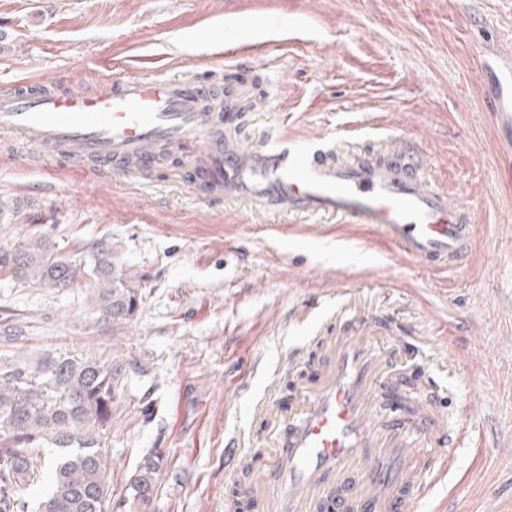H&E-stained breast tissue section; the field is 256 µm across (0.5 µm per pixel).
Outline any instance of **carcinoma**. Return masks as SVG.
Returning <instances> with one entry per match:
<instances>
[{
  "label": "carcinoma",
  "instance_id": "carcinoma-1",
  "mask_svg": "<svg viewBox=\"0 0 512 512\" xmlns=\"http://www.w3.org/2000/svg\"><path fill=\"white\" fill-rule=\"evenodd\" d=\"M2 270L33 288H70L86 274L43 240L1 250ZM91 277L101 320L136 315L138 289L114 272L110 260L96 261ZM122 375L118 362L50 354L32 366H0V512H28L22 491L42 478L46 448L57 449V456L38 512H129L151 501L164 460L159 448L135 471L127 495L112 498L102 432L112 422Z\"/></svg>",
  "mask_w": 512,
  "mask_h": 512
}]
</instances>
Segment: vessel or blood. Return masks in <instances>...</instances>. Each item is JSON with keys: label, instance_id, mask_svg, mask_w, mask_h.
<instances>
[{"label": "vessel or blood", "instance_id": "obj_1", "mask_svg": "<svg viewBox=\"0 0 512 512\" xmlns=\"http://www.w3.org/2000/svg\"><path fill=\"white\" fill-rule=\"evenodd\" d=\"M483 101L498 115L512 112V64L482 61ZM196 79L178 74L122 75L83 94L43 78L0 88V134L43 157L84 172L111 171L126 159L151 163L159 148L203 144L193 163L213 183L215 200L261 202L281 212L336 214L380 230L407 260L445 270L470 257L476 227L465 208L429 181L419 149L403 144L404 161L339 164L328 150L230 148L225 118L206 109ZM328 368L320 385L296 407L276 459L252 496L266 512H352L336 490L350 462L368 465L363 512H412L422 480L419 436L443 433L431 401L405 413L389 411L398 430L378 447L381 420L373 407L383 360L362 337L339 336L327 345Z\"/></svg>", "mask_w": 512, "mask_h": 512}]
</instances>
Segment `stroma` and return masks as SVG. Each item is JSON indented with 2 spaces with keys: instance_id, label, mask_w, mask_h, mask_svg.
I'll list each match as a JSON object with an SVG mask.
<instances>
[{
  "instance_id": "obj_1",
  "label": "stroma",
  "mask_w": 512,
  "mask_h": 512,
  "mask_svg": "<svg viewBox=\"0 0 512 512\" xmlns=\"http://www.w3.org/2000/svg\"><path fill=\"white\" fill-rule=\"evenodd\" d=\"M0 0V84L80 72L92 93L136 75L199 76L227 88L241 144L269 131L320 140L336 162H399L415 143L428 176L477 226L469 263L445 273L401 259L370 226L212 201L192 146L128 176L54 171L0 136V249L41 238L88 267L109 255L139 290L129 321L102 322L94 281L31 288L0 272V366L47 354L122 363L103 432L114 497L150 449L166 456L138 512H228L251 480L234 454L270 461L277 422L350 330L389 357L385 385L444 401L453 465L413 512H512V143L482 103L478 52L512 62V0ZM248 18L257 38L225 27ZM234 57L211 62L207 29Z\"/></svg>"
}]
</instances>
